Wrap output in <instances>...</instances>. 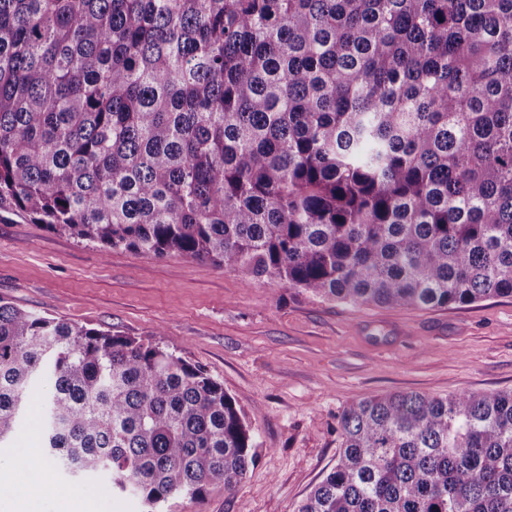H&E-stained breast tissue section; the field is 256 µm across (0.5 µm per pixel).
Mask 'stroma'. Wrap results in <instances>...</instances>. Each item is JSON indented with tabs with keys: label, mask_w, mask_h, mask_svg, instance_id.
<instances>
[{
	"label": "stroma",
	"mask_w": 512,
	"mask_h": 512,
	"mask_svg": "<svg viewBox=\"0 0 512 512\" xmlns=\"http://www.w3.org/2000/svg\"><path fill=\"white\" fill-rule=\"evenodd\" d=\"M0 298L58 320L162 341L244 411L255 462L233 493L178 496L164 512H295L336 462L337 417L364 397L512 390V298L439 309L350 306L274 283H245L206 261L92 244L0 211ZM43 384L0 463V507L42 490L41 512H143L99 474L75 480L25 455L40 442Z\"/></svg>",
	"instance_id": "obj_1"
}]
</instances>
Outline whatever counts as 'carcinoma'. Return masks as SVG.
Instances as JSON below:
<instances>
[{
  "instance_id": "carcinoma-1",
  "label": "carcinoma",
  "mask_w": 512,
  "mask_h": 512,
  "mask_svg": "<svg viewBox=\"0 0 512 512\" xmlns=\"http://www.w3.org/2000/svg\"><path fill=\"white\" fill-rule=\"evenodd\" d=\"M0 210L329 301L512 297V0H0ZM159 512L255 435L163 346L0 298V445ZM297 512H512V391L368 396Z\"/></svg>"
}]
</instances>
